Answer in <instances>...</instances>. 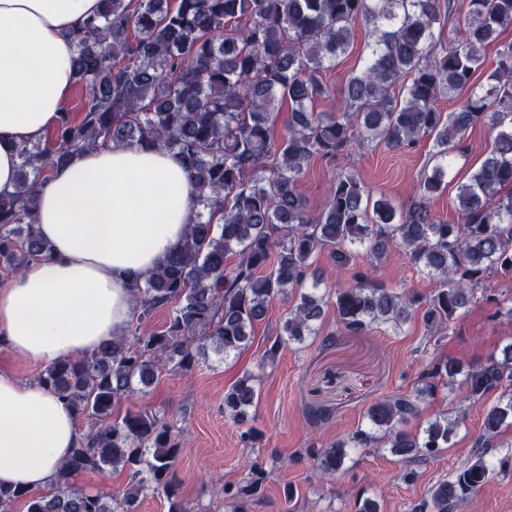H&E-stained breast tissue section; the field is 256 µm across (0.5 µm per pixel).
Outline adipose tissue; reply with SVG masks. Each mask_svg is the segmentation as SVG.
<instances>
[{"label": "adipose tissue", "instance_id": "adipose-tissue-1", "mask_svg": "<svg viewBox=\"0 0 512 512\" xmlns=\"http://www.w3.org/2000/svg\"><path fill=\"white\" fill-rule=\"evenodd\" d=\"M99 0H0V194L21 144L58 125L74 78L71 31ZM197 192L172 153L102 146L54 168L38 191L48 257L0 288V346L33 365L88 355L121 336L145 281L194 222ZM81 431L73 410L0 369V485L48 491Z\"/></svg>", "mask_w": 512, "mask_h": 512}]
</instances>
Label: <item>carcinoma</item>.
<instances>
[{
  "instance_id": "carcinoma-1",
  "label": "carcinoma",
  "mask_w": 512,
  "mask_h": 512,
  "mask_svg": "<svg viewBox=\"0 0 512 512\" xmlns=\"http://www.w3.org/2000/svg\"><path fill=\"white\" fill-rule=\"evenodd\" d=\"M100 2L99 12L71 34L81 118L63 112L51 148L23 145L14 191L0 195V271L16 273L49 254L34 228L38 189L54 167L84 150L134 142L168 150L196 186L199 211L179 248L144 283L132 285L137 327L38 375L89 425L50 492L0 486V512H13L20 501L26 512H137L147 495L165 497L169 512H192L179 496L178 434L151 410L114 415L121 400L145 391L167 369L192 370L210 348L226 356L244 349L254 321L278 295L294 296V304L265 352L269 360L319 335L329 297L345 335L374 325L400 329L418 299L374 280L375 267L396 244L433 282L423 319L442 335L478 291L498 288L494 274H512V43L486 65L487 46L512 26V0ZM358 22L371 28L372 41L344 84L346 109L309 110L325 93L323 72L348 50ZM466 89L458 109H439L440 99ZM278 98L290 103L291 113L288 133L274 149ZM476 125L495 132L492 149L457 187L459 222L438 221L432 202L448 186L461 137ZM424 140L432 144V166L422 171L405 211L372 198L352 168L337 175L318 212L308 211L297 192L317 156L335 159L373 142L412 149ZM358 249L366 266L332 293H318L314 255L328 252L339 274ZM162 307L170 309L165 326L140 331ZM459 373L451 360L428 365L414 393L372 403L365 424L311 453L313 467L333 478L357 448H387L412 464L434 457L464 415L440 413L421 434L399 425L438 386H454ZM253 381L244 376L224 392V413L243 427L246 445L257 438ZM460 386L465 400L500 394L485 410L470 461L411 512H451L495 470L512 467V456L494 457L503 447L502 429L512 426V342L469 369ZM118 468L131 471L118 500L110 490L87 492L75 483ZM264 479V469L253 464L247 480L232 485L218 478L212 490L249 512Z\"/></svg>"
}]
</instances>
